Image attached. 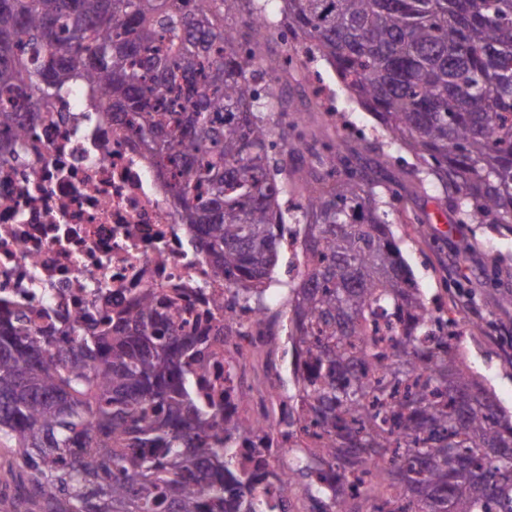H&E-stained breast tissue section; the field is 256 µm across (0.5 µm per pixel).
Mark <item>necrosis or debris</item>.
I'll return each mask as SVG.
<instances>
[{
  "label": "necrosis or debris",
  "instance_id": "4bbe7bcc",
  "mask_svg": "<svg viewBox=\"0 0 512 512\" xmlns=\"http://www.w3.org/2000/svg\"><path fill=\"white\" fill-rule=\"evenodd\" d=\"M34 132L14 138L0 158V309L57 347L104 316L128 312L145 293L172 323L207 337L197 355L194 390L219 406L220 429L249 421L237 464L254 474L267 512H282L288 481V349L279 291L267 303L235 305V288L181 224L143 147L108 106L84 89L52 100Z\"/></svg>",
  "mask_w": 512,
  "mask_h": 512
}]
</instances>
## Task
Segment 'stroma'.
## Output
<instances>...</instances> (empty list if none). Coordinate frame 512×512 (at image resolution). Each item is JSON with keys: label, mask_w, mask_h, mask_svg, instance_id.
<instances>
[{"label": "stroma", "mask_w": 512, "mask_h": 512, "mask_svg": "<svg viewBox=\"0 0 512 512\" xmlns=\"http://www.w3.org/2000/svg\"><path fill=\"white\" fill-rule=\"evenodd\" d=\"M272 22L266 34V58L260 68L279 83L281 94L293 102L292 111L275 110L271 118L289 127L292 112L307 118V140L317 148L344 139L346 126L358 123L364 140L381 141V150L362 154L355 165L379 181L389 204L392 231L404 258L427 298L439 301L441 316L469 317L470 304L482 314L479 333L460 337L468 365L483 376L504 409L512 411V348L499 338L501 324H512V231L495 224H458L438 202L441 188L416 192L402 171L413 157L386 136L365 109L353 100L323 60L284 69L287 56L277 27L281 9L267 4Z\"/></svg>", "instance_id": "1"}]
</instances>
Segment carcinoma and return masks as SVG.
<instances>
[{"mask_svg": "<svg viewBox=\"0 0 512 512\" xmlns=\"http://www.w3.org/2000/svg\"><path fill=\"white\" fill-rule=\"evenodd\" d=\"M238 0H0V157L43 98L77 87L112 108L155 160L181 223L217 276L261 302L282 224L303 227L288 283L302 432L288 485L336 471L312 500L336 512H512V415L469 369L414 283L377 185L336 147L308 164L253 80L262 49L224 24ZM294 49L326 61L414 158L458 224L512 231V0H282ZM206 339L184 336L151 295L72 352L0 318V446L26 474L0 512H262L187 373ZM371 473L363 493L346 474ZM232 493L224 498V484ZM208 499H203L202 495Z\"/></svg>", "mask_w": 512, "mask_h": 512, "instance_id": "obj_1", "label": "carcinoma"}]
</instances>
